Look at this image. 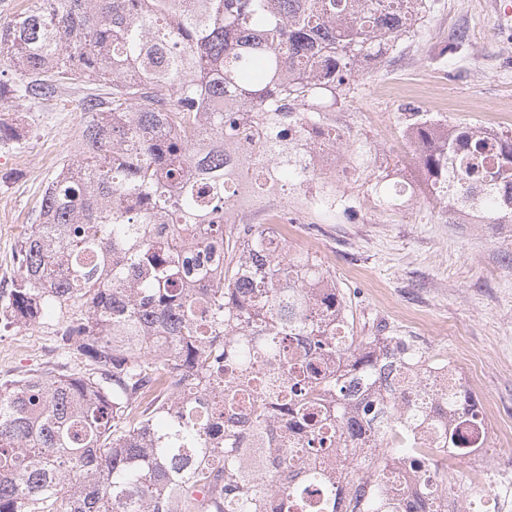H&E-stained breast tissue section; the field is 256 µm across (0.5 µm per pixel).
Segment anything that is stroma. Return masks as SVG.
<instances>
[{
    "instance_id": "obj_1",
    "label": "stroma",
    "mask_w": 512,
    "mask_h": 512,
    "mask_svg": "<svg viewBox=\"0 0 512 512\" xmlns=\"http://www.w3.org/2000/svg\"><path fill=\"white\" fill-rule=\"evenodd\" d=\"M82 88L49 101L0 106V124L18 126L19 140H0V288L18 275L16 252L35 223L56 168L69 159L83 115L73 108ZM436 112L449 125L512 132V24L500 23L488 0H433L428 22L403 53L359 78L338 124L367 138L379 165L423 185L424 175L404 135L408 110ZM351 217L324 223L301 219L298 249L313 250L336 275L352 303L358 335L386 323L411 337L433 360L463 353L481 374L474 390L491 405L499 426L512 427V232L506 226L452 224L419 195L396 206L379 204L345 185ZM64 322L55 317L22 332L0 321V382L37 370L88 371L82 357L62 359Z\"/></svg>"
}]
</instances>
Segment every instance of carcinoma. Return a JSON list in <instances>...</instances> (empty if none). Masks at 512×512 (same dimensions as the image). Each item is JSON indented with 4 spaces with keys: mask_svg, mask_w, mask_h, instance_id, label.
I'll list each match as a JSON object with an SVG mask.
<instances>
[{
    "mask_svg": "<svg viewBox=\"0 0 512 512\" xmlns=\"http://www.w3.org/2000/svg\"><path fill=\"white\" fill-rule=\"evenodd\" d=\"M430 0H36L0 28V102L45 100L93 85L76 110L90 115L72 158L48 181L17 251L19 275L0 289V317L22 326L70 315L59 355L92 366L0 384V512H337L346 485L355 512H393L382 485L392 464L420 465L413 434L437 425L442 448H465L475 395L423 402L420 375L436 368L414 342L378 323L357 336L351 302L314 256L290 253L272 227L216 224L235 187L224 150L267 114L279 131L336 132L356 78L402 49ZM431 112L407 127L425 189L476 224H512V134L457 124L446 137ZM288 191L315 175L294 168ZM266 171L244 161L254 190ZM355 180L382 204L393 178L367 167ZM205 224L217 248L205 270L183 233ZM80 309L77 315L74 309ZM296 340L288 348L285 337ZM267 368H254L257 359ZM378 388L352 398L351 382ZM254 396L241 415L240 399ZM409 401L405 412L397 398ZM386 450L347 470L287 444L355 447L377 419Z\"/></svg>",
    "mask_w": 512,
    "mask_h": 512,
    "instance_id": "1",
    "label": "carcinoma"
}]
</instances>
